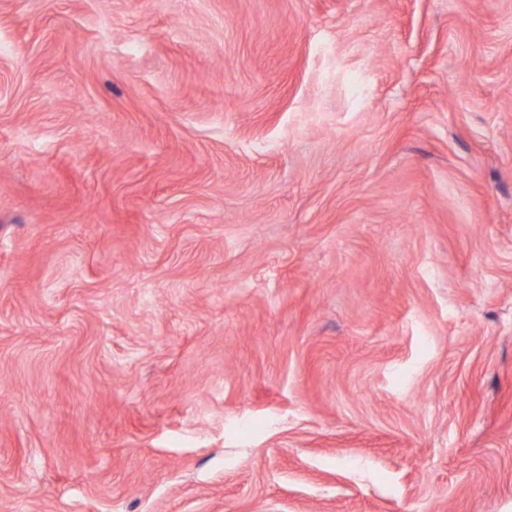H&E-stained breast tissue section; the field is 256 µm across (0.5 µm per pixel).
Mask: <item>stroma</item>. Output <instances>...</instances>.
Wrapping results in <instances>:
<instances>
[{
	"instance_id": "obj_1",
	"label": "stroma",
	"mask_w": 512,
	"mask_h": 512,
	"mask_svg": "<svg viewBox=\"0 0 512 512\" xmlns=\"http://www.w3.org/2000/svg\"><path fill=\"white\" fill-rule=\"evenodd\" d=\"M0 512H512V0H0Z\"/></svg>"
}]
</instances>
